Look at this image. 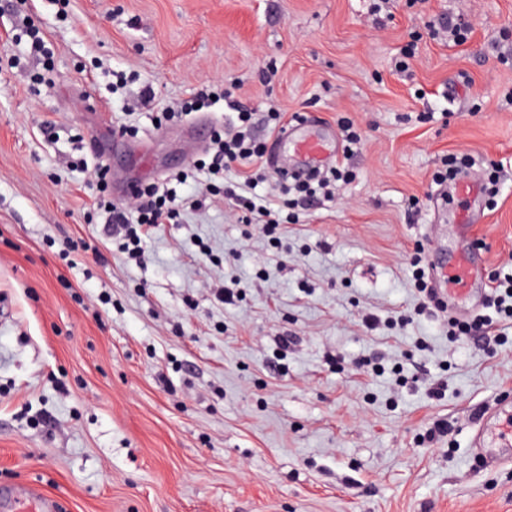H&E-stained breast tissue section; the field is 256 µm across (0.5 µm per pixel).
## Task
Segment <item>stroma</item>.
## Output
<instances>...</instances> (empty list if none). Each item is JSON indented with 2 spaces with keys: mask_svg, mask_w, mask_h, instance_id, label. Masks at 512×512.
Wrapping results in <instances>:
<instances>
[{
  "mask_svg": "<svg viewBox=\"0 0 512 512\" xmlns=\"http://www.w3.org/2000/svg\"><path fill=\"white\" fill-rule=\"evenodd\" d=\"M220 85L303 114L351 181L274 245L194 172L202 208L126 260L88 166L115 199L189 168L229 109L156 112ZM452 154L496 177L485 197L440 193ZM464 250L459 306L488 313L512 273V0H0L1 488L60 512H512V463L470 446L512 395V328L453 341L418 309L412 255Z\"/></svg>",
  "mask_w": 512,
  "mask_h": 512,
  "instance_id": "stroma-1",
  "label": "stroma"
}]
</instances>
